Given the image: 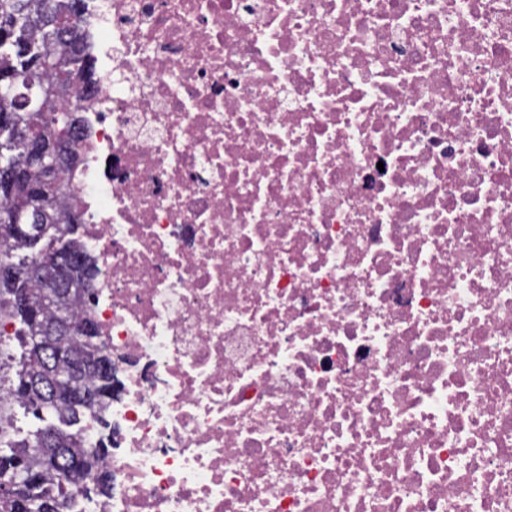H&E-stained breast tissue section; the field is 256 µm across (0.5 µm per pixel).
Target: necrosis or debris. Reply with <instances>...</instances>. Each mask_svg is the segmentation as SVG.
Returning <instances> with one entry per match:
<instances>
[{
  "label": "necrosis or debris",
  "mask_w": 512,
  "mask_h": 512,
  "mask_svg": "<svg viewBox=\"0 0 512 512\" xmlns=\"http://www.w3.org/2000/svg\"><path fill=\"white\" fill-rule=\"evenodd\" d=\"M70 201L115 393L72 512H512V0H85Z\"/></svg>",
  "instance_id": "necrosis-or-debris-1"
}]
</instances>
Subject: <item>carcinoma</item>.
I'll list each match as a JSON object with an SVG mask.
<instances>
[{"instance_id":"1","label":"carcinoma","mask_w":512,"mask_h":512,"mask_svg":"<svg viewBox=\"0 0 512 512\" xmlns=\"http://www.w3.org/2000/svg\"><path fill=\"white\" fill-rule=\"evenodd\" d=\"M84 0H0V80L16 78L22 93L11 99L0 97V167L9 166L15 157L27 149L26 140L14 135L16 127L29 131H40L42 126L38 113L25 110L24 91L26 80L36 79L47 87L70 85L73 75L80 83L69 93L54 94L44 98L41 107L46 112L81 111L83 86L90 75V67L84 49L78 44L81 35L62 38L58 22L65 19L76 26L78 14ZM73 164L59 171L57 190L51 194L46 208L41 212L39 223L53 230L63 229L68 233L71 247L72 270L79 279H92L96 275L95 264L78 253L75 239L82 224L81 218L66 204L64 171L72 170ZM14 242L28 250V255L15 261L9 253H0V266L29 267L35 265L34 247L28 235H18ZM20 293L39 303V322H51L55 310L43 305L41 284L26 275L13 286L0 285V317L5 315L17 324L15 336L20 353L15 357L16 383L12 390L25 410L41 417L45 412L65 424L57 438L46 444L34 439L13 442L6 452H0V512H28L25 505L37 502L39 512H69L73 491L82 493L103 491L108 487L109 476L99 472L100 449L84 448L80 445V419L86 414L97 415L106 400L112 398V372L96 370L82 374L75 385L60 392L53 400L36 403L26 390V382L42 378L54 369L62 370L82 365L86 358L97 354L99 360L111 363L101 345L89 347L85 339L78 336L59 335L51 345H37L34 337L39 334L38 322L28 318L14 307L12 298ZM62 350L66 357L53 362L50 354ZM84 390H96L105 394L99 400H78L76 395ZM82 468L93 472L96 481L84 488L71 484L68 470Z\"/></svg>"}]
</instances>
